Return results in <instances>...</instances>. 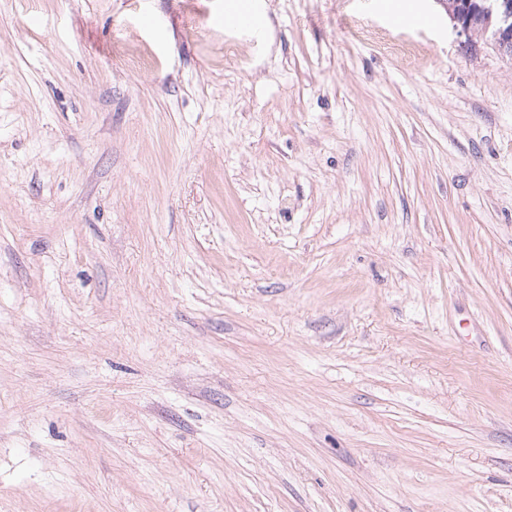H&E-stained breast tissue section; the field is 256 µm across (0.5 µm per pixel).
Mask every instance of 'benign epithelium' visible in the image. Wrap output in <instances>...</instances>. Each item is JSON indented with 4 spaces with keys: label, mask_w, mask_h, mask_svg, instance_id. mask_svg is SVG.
I'll return each instance as SVG.
<instances>
[{
    "label": "benign epithelium",
    "mask_w": 512,
    "mask_h": 512,
    "mask_svg": "<svg viewBox=\"0 0 512 512\" xmlns=\"http://www.w3.org/2000/svg\"><path fill=\"white\" fill-rule=\"evenodd\" d=\"M456 35L470 46L483 41L512 57V0H437Z\"/></svg>",
    "instance_id": "7a95c632"
}]
</instances>
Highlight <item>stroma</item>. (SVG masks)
Returning <instances> with one entry per match:
<instances>
[{"label":"stroma","instance_id":"35a3bbf8","mask_svg":"<svg viewBox=\"0 0 512 512\" xmlns=\"http://www.w3.org/2000/svg\"><path fill=\"white\" fill-rule=\"evenodd\" d=\"M233 2L0 0V512H512V57ZM251 1V5L238 12L232 20L233 25L239 30L255 32L260 27L261 14L259 3L256 0Z\"/></svg>","mask_w":512,"mask_h":512}]
</instances>
